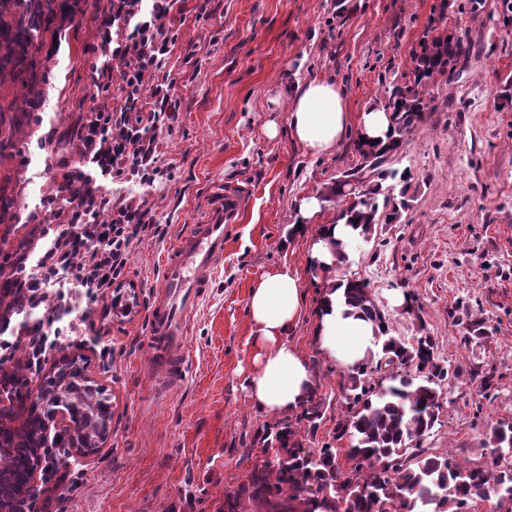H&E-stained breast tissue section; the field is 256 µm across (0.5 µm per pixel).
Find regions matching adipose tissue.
<instances>
[{
  "mask_svg": "<svg viewBox=\"0 0 512 512\" xmlns=\"http://www.w3.org/2000/svg\"><path fill=\"white\" fill-rule=\"evenodd\" d=\"M284 107L290 137L314 158L332 154L350 131L367 142H386L390 128L385 107L372 106L359 114L348 110L346 94L335 83L308 80L278 84L269 98ZM321 197L306 195L296 201L298 223L318 224L307 264L334 266V241L350 244L357 233L344 222L319 221ZM304 302L299 277L288 265L266 271L251 288L247 310L252 323L253 365L245 379L250 403L266 413L285 416L300 410L313 389L311 368L289 343ZM317 340L322 351L345 367L362 360L377 341L371 322L346 312L342 291L328 293L319 313Z\"/></svg>",
  "mask_w": 512,
  "mask_h": 512,
  "instance_id": "obj_1",
  "label": "adipose tissue"
}]
</instances>
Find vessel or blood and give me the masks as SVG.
<instances>
[{
    "label": "vessel or blood",
    "instance_id": "obj_1",
    "mask_svg": "<svg viewBox=\"0 0 512 512\" xmlns=\"http://www.w3.org/2000/svg\"><path fill=\"white\" fill-rule=\"evenodd\" d=\"M247 192L239 185L215 183L208 192L206 223L190 225L167 262L161 289L153 301L150 336L154 355L167 374L180 378L184 369L183 338L192 312L207 294L205 271L224 257V231L239 223Z\"/></svg>",
    "mask_w": 512,
    "mask_h": 512
}]
</instances>
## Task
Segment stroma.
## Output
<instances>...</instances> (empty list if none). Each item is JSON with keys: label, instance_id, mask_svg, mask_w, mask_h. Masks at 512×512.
<instances>
[{"label": "stroma", "instance_id": "1", "mask_svg": "<svg viewBox=\"0 0 512 512\" xmlns=\"http://www.w3.org/2000/svg\"><path fill=\"white\" fill-rule=\"evenodd\" d=\"M197 0H179V29L168 69L180 101L171 131L158 134L169 181L110 186L112 195L139 196L163 224V238L134 247L118 295L91 301L94 327L82 341L54 351L83 357L87 375L112 401L107 441L80 462V486L61 493L52 512H218L225 492L261 463L260 450L241 456V440L274 423L243 388L251 360L250 289L264 272L288 264L299 274L304 305L290 341L311 366L324 403L316 444L331 440L344 415V369L315 336L320 283L305 265L317 231H288L295 201L320 194L356 167V136L324 158H313L287 134L268 138V123L285 111L268 99L280 81L328 78L359 113L384 102L392 81L411 80L412 58L444 33L468 50L452 75L430 83L434 111L412 132L393 169L410 173V206L394 224L374 225L350 246L337 278L368 284L392 336H433L442 380L440 422L426 441L432 453L491 465L484 442L492 426L512 420V12L502 0H211L208 20ZM97 6L44 36L37 58L47 71L35 135L0 163V186L15 199L12 222L0 224V254L36 239L28 216L78 155L62 143L84 112L103 100L95 82L103 63ZM57 146L46 169L45 143ZM229 182L248 190L240 223L225 233L224 257L191 321L186 370L169 382L152 361L148 310L165 261L182 230L204 223L207 190ZM421 309L406 313L404 294ZM486 323L472 338L467 317ZM464 375H456L457 366ZM491 389H483L485 375Z\"/></svg>", "mask_w": 512, "mask_h": 512}]
</instances>
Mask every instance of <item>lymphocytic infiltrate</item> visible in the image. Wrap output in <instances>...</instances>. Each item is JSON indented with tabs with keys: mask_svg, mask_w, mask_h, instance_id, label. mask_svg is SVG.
<instances>
[{
	"mask_svg": "<svg viewBox=\"0 0 512 512\" xmlns=\"http://www.w3.org/2000/svg\"><path fill=\"white\" fill-rule=\"evenodd\" d=\"M177 2L109 0L98 32L105 61L97 82L106 102L82 116L80 162L40 203L42 211L64 213L65 221L42 225L38 243L8 257L6 286L24 310L53 298L77 321H89L91 309L76 310L73 296L106 294L124 275L133 246L163 233L145 203L112 198L105 187H151L169 177L156 132L172 125L179 108L167 68L179 40L169 23ZM51 348L41 327L0 316L1 357L23 349L28 366L37 367Z\"/></svg>",
	"mask_w": 512,
	"mask_h": 512,
	"instance_id": "lymphocytic-infiltrate-1",
	"label": "lymphocytic infiltrate"
}]
</instances>
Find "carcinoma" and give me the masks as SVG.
<instances>
[{
	"label": "carcinoma",
	"mask_w": 512,
	"mask_h": 512,
	"mask_svg": "<svg viewBox=\"0 0 512 512\" xmlns=\"http://www.w3.org/2000/svg\"><path fill=\"white\" fill-rule=\"evenodd\" d=\"M81 11V0H0V77L21 79L39 96V34L56 33L57 21ZM466 50L459 36L440 35L425 44L413 60V80L385 87L391 112L388 142L382 147L357 143L360 165L323 188V201L343 204L337 219L360 229L359 236H368L380 222H396L409 207V175L389 168V162L409 133L428 119L429 83L448 75ZM33 127L26 112L0 106V158L31 137ZM389 178L402 182L399 195H394L395 186L383 185ZM344 297L347 306L381 333V358L375 366L364 360L348 369L340 383L345 413L333 439L348 438L349 471L340 469L338 449L331 444L307 446L323 415V403L312 393L296 415L264 428L245 445L242 456H250L257 446L266 459L224 499L223 512H249L248 502L258 506L255 512H465L469 503L491 493L499 507L512 512V464L497 470L468 466L424 447L439 423L438 381L446 376L435 362L433 337L419 336L410 343L389 335L385 316L361 280H345ZM23 386L17 369L0 378V392L9 399L26 398ZM43 390L50 408L67 412L74 422L66 447L92 451L105 441L112 418L110 398L91 384L84 366L63 363ZM49 422L47 407L38 404L30 409L23 432L0 429V460L7 462L0 480L16 492L24 489L19 474L38 460V449L55 442ZM487 447L492 454L512 451V423L491 428Z\"/></svg>",
	"instance_id": "obj_1"
}]
</instances>
